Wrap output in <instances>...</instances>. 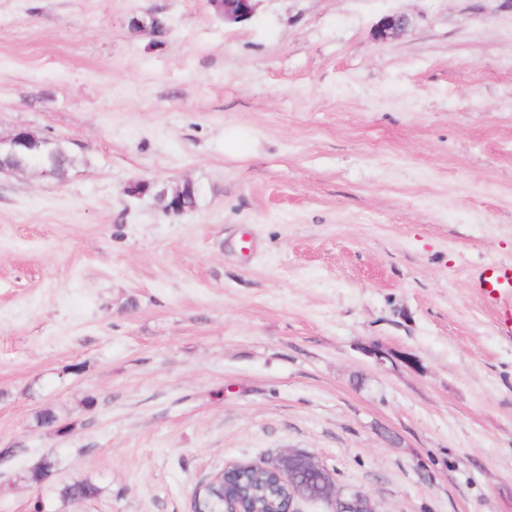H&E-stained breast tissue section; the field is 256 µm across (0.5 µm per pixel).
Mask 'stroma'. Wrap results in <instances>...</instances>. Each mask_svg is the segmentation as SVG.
<instances>
[{
    "label": "stroma",
    "instance_id": "stroma-1",
    "mask_svg": "<svg viewBox=\"0 0 512 512\" xmlns=\"http://www.w3.org/2000/svg\"><path fill=\"white\" fill-rule=\"evenodd\" d=\"M20 128L74 163L0 175V512H193L288 448L376 512H512L478 287L512 265V0H0ZM186 181L182 215L129 192ZM256 0H208V4L218 13L224 23H240L248 20L254 13ZM410 19L404 14H392L384 17L378 24L375 36L378 40H388L407 30ZM99 487L88 479L78 480L65 484L59 490V499L62 503L72 500H90L98 496Z\"/></svg>",
    "mask_w": 512,
    "mask_h": 512
}]
</instances>
